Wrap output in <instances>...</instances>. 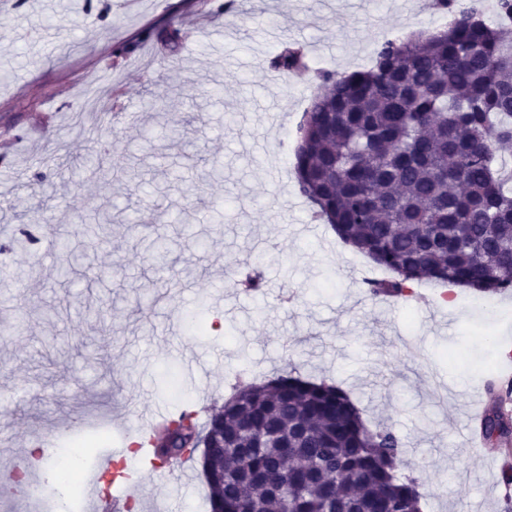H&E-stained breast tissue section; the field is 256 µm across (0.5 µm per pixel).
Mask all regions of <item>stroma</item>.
<instances>
[{
    "instance_id": "35a3bbf8",
    "label": "stroma",
    "mask_w": 512,
    "mask_h": 512,
    "mask_svg": "<svg viewBox=\"0 0 512 512\" xmlns=\"http://www.w3.org/2000/svg\"><path fill=\"white\" fill-rule=\"evenodd\" d=\"M56 2L26 0L0 20V202L37 207L32 161L86 152L69 119L84 89L112 107L134 101L136 118L112 124L111 183L75 185L48 171L59 206L35 224L38 244L24 258L0 255V462L27 464L36 441L62 449L91 437L95 452L124 449L137 429L128 406L157 414L188 405L205 416L234 386L293 368L342 388L369 424L393 426L424 512H506L500 472L463 443L474 400L458 378L498 368L512 351V290L457 288L443 299L437 286L414 283L399 299L371 295L369 261L330 225L310 222L284 172L315 70L365 68L376 41L429 29L425 16L399 0H237L231 15L213 13L209 0H112L99 21L87 0ZM170 22L182 34L175 56L157 38ZM293 42L312 70L290 79L269 60ZM117 44L129 53L113 57ZM205 84L220 85L222 100L197 98ZM168 102L189 120L188 146L160 135L158 107ZM217 162L223 178L193 194L189 178ZM105 197L119 219L100 245L93 210ZM131 213L138 223H122ZM56 233L84 254L95 282L57 279L65 256L46 251ZM159 237L165 270L147 251ZM248 264L264 277L255 296L227 278ZM286 288L293 302L279 301ZM203 296L207 330L192 335L182 314ZM189 355L206 372H190ZM184 470L144 474L138 512H207L195 463Z\"/></svg>"
}]
</instances>
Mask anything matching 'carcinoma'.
<instances>
[{
    "label": "carcinoma",
    "instance_id": "1",
    "mask_svg": "<svg viewBox=\"0 0 512 512\" xmlns=\"http://www.w3.org/2000/svg\"><path fill=\"white\" fill-rule=\"evenodd\" d=\"M451 17L440 35L386 39L369 67L322 73L299 125L294 175L316 217L393 278L369 281L374 295L397 297L408 285L497 293L512 288V0H437ZM302 66L283 48L271 70ZM94 125L82 156H42L43 167L72 176L101 169L112 120L89 107ZM188 120L163 127L184 145ZM54 195L14 215L49 222ZM501 408L484 411L487 441L509 443ZM199 459L209 512H422L424 493L401 472L402 442L390 426L371 428L345 391L290 370L251 382L202 424L178 422L158 456Z\"/></svg>",
    "mask_w": 512,
    "mask_h": 512
}]
</instances>
